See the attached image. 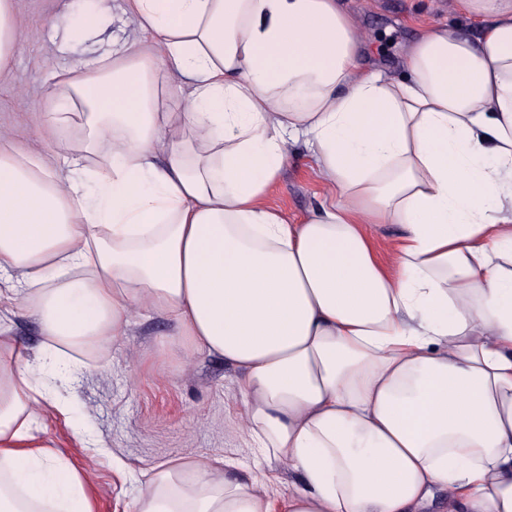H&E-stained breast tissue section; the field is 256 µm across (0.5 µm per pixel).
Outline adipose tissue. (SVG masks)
Wrapping results in <instances>:
<instances>
[{
	"label": "adipose tissue",
	"mask_w": 512,
	"mask_h": 512,
	"mask_svg": "<svg viewBox=\"0 0 512 512\" xmlns=\"http://www.w3.org/2000/svg\"><path fill=\"white\" fill-rule=\"evenodd\" d=\"M407 79L366 59L342 0H123L134 38L57 72L48 133L0 134V512H92L39 441L51 356L152 311L239 372L231 433L298 475L285 512H512V0H455ZM183 82L182 99L161 96ZM324 187L268 198L297 142ZM397 224L391 261L368 227ZM230 457L152 469L134 512H273ZM0 326L7 328L9 334L31 352L44 346L40 324L18 304L1 300Z\"/></svg>",
	"instance_id": "1"
}]
</instances>
